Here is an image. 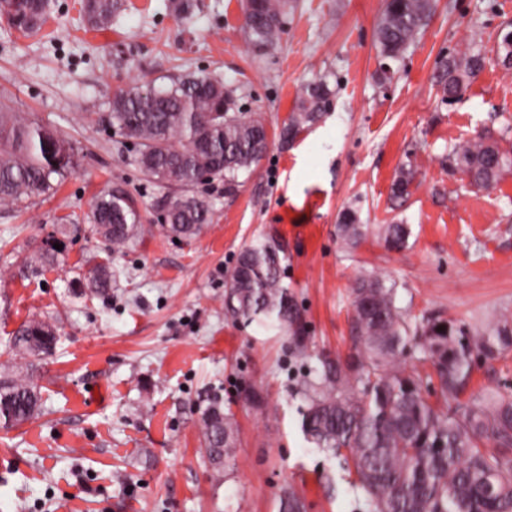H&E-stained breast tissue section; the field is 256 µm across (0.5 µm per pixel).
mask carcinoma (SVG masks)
<instances>
[{"instance_id":"1","label":"carcinoma","mask_w":512,"mask_h":512,"mask_svg":"<svg viewBox=\"0 0 512 512\" xmlns=\"http://www.w3.org/2000/svg\"><path fill=\"white\" fill-rule=\"evenodd\" d=\"M292 0H253L245 36L257 50L273 45ZM434 9V0H387L377 23L381 55L396 60L416 41ZM124 10L123 0H83L81 12L92 28H105ZM46 10L40 0H0V17L24 35L41 31ZM478 51L464 50L441 61L437 90L443 101L463 95L483 68ZM326 79L305 84L297 97L284 138L317 122L331 105ZM110 125L135 141V165L150 182L173 184L181 191L166 196L168 235L191 239L212 223L214 210L191 191L206 172L224 178L228 190L238 175L259 161L268 147L266 120L234 112L232 92L221 80L187 75L165 86L137 83L113 93ZM502 138L477 135L452 150V159L470 184L489 188L512 169V146ZM78 167L74 146L63 134L0 103V202L25 209L39 197L53 195ZM413 174L400 169L392 196L410 195ZM92 231L105 239L112 256L147 231L135 202L113 189L96 196L91 209ZM368 228L354 212L344 213L337 236L355 248ZM379 236L387 248L407 246V224H383ZM54 255L41 249L25 259L18 274L26 278L52 265ZM85 287L102 294L112 286V264L97 263L83 276ZM354 325L359 358L346 365L323 360L303 383L301 429L315 448L351 464L373 512H512V399L488 395L471 406L444 412L425 400L420 377L407 372L401 357L421 348L436 368L441 389L456 396L468 383L471 357L495 359L512 347V324L503 320L492 329L469 335L446 323L412 324L395 304V288L380 275L361 278L353 289ZM225 314L251 322L270 319L282 326L297 320V310L284 283L280 249L273 241L244 249L226 280ZM49 325L33 319L12 338L9 349L41 359L59 338L45 336ZM366 372L361 387L350 384V372ZM34 374L0 378V426L8 429L31 419L41 405ZM205 451L214 469L234 461L238 429L233 415L212 401L202 412ZM493 443L494 449L486 448ZM277 512H305L302 498L283 492Z\"/></svg>"}]
</instances>
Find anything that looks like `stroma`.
<instances>
[{"label":"stroma","instance_id":"stroma-1","mask_svg":"<svg viewBox=\"0 0 512 512\" xmlns=\"http://www.w3.org/2000/svg\"><path fill=\"white\" fill-rule=\"evenodd\" d=\"M80 2L50 0L32 36L0 18V94L78 155L55 195L21 212L0 206V369L24 366L7 345L30 319L61 335L37 364L41 413L0 428V512H277L287 489L306 512H371L352 467L306 441L300 389L317 355H355L352 289L366 274L395 283L397 306L421 326L482 331L512 319V171L475 189L448 160L478 133L512 128V68L499 57L512 0H436L388 75L375 43L385 0H294L264 51L246 42L241 0H195L186 18L168 0H129L106 32L85 27ZM469 44L484 67L459 99L441 102L439 62ZM188 74L223 79L238 115L263 114L269 145L234 191L220 178L194 185L214 220L177 242L159 228L167 188L138 173L107 116L116 90ZM323 76L329 111L283 140L301 88ZM403 167L414 180L398 205L391 187ZM111 188L155 230L115 259L107 294L84 295L72 282L104 255L86 216ZM347 210L363 224L410 225L406 248L371 234L346 251L336 226ZM52 235L57 264L20 278L23 258ZM265 239L280 247L298 312L291 328L224 313L228 271ZM491 391L512 397V348L474 358L457 400ZM214 397L240 440L220 475L203 450L201 408Z\"/></svg>","mask_w":512,"mask_h":512}]
</instances>
